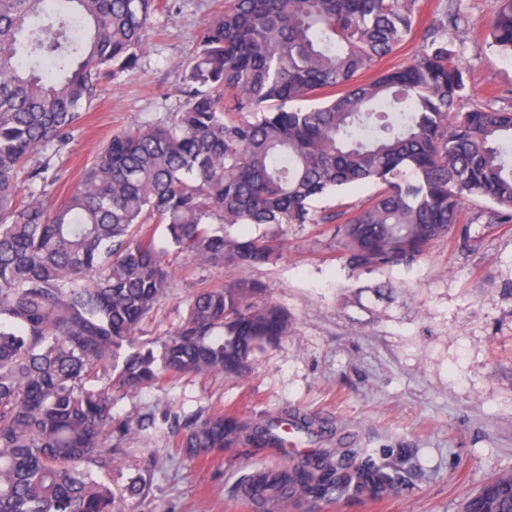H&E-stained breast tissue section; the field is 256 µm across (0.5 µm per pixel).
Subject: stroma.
<instances>
[{"label":"stroma","mask_w":512,"mask_h":512,"mask_svg":"<svg viewBox=\"0 0 512 512\" xmlns=\"http://www.w3.org/2000/svg\"><path fill=\"white\" fill-rule=\"evenodd\" d=\"M446 2L416 0L413 32L380 69L420 52ZM223 6L176 0L152 16L138 67L106 81L69 142L48 150L61 179L47 187V200L66 195L113 132L178 119L185 66L204 23ZM456 7L460 21L447 38L468 74L471 103H512V60L487 33L491 0H456ZM488 208L479 199L464 204L467 239L440 240L412 266L371 272L349 266L328 225L283 226V258L246 275L288 311V337L257 353L245 378L180 376L118 399L116 418L151 415L155 424L132 435L97 478L121 495L131 477L149 472L147 496L123 499V512H252L238 486L281 458L241 445L186 455L173 448L167 418L222 413L254 425L285 413L316 420L299 438L304 447L350 448L356 464L369 455L402 460L412 473L391 497L294 500L276 512H460L489 477L512 473V224L484 223L479 215ZM164 259L171 285L141 325L142 342L177 328L191 289L238 276L172 249ZM386 283L392 291H383Z\"/></svg>","instance_id":"35a3bbf8"}]
</instances>
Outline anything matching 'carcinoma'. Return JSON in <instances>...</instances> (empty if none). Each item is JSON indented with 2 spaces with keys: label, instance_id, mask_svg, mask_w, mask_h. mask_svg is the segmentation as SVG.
<instances>
[{
  "label": "carcinoma",
  "instance_id": "obj_1",
  "mask_svg": "<svg viewBox=\"0 0 512 512\" xmlns=\"http://www.w3.org/2000/svg\"><path fill=\"white\" fill-rule=\"evenodd\" d=\"M0 0V512H121L91 478L135 429L116 395L165 375L242 377L288 336V312L261 284L198 288L160 352L135 344L170 287L156 228L194 261L239 271L279 260L285 224H336L314 199L353 185L379 192L342 224L350 266H408L451 233L469 199L512 223V109L474 104L441 31L422 51L361 82L412 33L415 0H225L185 69V109L168 126L112 134L58 204L59 175L31 159L57 145L135 68L152 14L172 0ZM490 35L512 56V0H492ZM312 101L309 107L294 103ZM226 225L242 229L238 236ZM273 226L259 236L251 226ZM177 448L280 443L271 423L216 414L173 420ZM400 467H351L323 450L274 475L301 497L393 492ZM138 474L124 489L146 495ZM461 512H512V475L484 482Z\"/></svg>",
  "mask_w": 512,
  "mask_h": 512
}]
</instances>
